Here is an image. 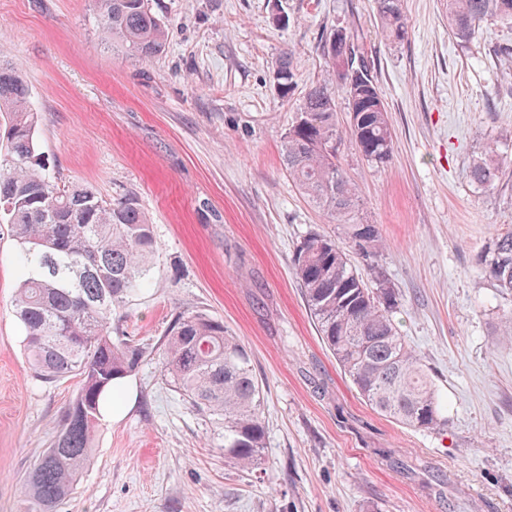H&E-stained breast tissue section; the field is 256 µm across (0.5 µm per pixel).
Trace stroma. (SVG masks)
Here are the masks:
<instances>
[{
    "mask_svg": "<svg viewBox=\"0 0 512 512\" xmlns=\"http://www.w3.org/2000/svg\"><path fill=\"white\" fill-rule=\"evenodd\" d=\"M165 49L138 62L102 41L95 0H0V55L21 63L53 178L147 213L158 280L125 306V335L151 346L104 401L92 457L56 512H512V310L479 257L512 227V177L486 193L466 177L488 141L512 154V25L470 42L448 33V0H402L389 41L374 0H151ZM337 29L358 37L388 109L393 154L340 157L378 225L399 289L393 318L428 369L448 424L418 431L376 413L326 350L292 264L336 223L283 169L281 140L329 65ZM297 63L281 96L272 66ZM20 246L0 223V512H26L23 480L79 389L48 384L24 354L14 296ZM201 310L251 354L264 390L263 462L224 460V431L183 400L156 348L171 318ZM124 400V399H123Z\"/></svg>",
    "mask_w": 512,
    "mask_h": 512,
    "instance_id": "stroma-1",
    "label": "stroma"
}]
</instances>
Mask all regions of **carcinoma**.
Segmentation results:
<instances>
[{
  "label": "carcinoma",
  "instance_id": "1",
  "mask_svg": "<svg viewBox=\"0 0 512 512\" xmlns=\"http://www.w3.org/2000/svg\"><path fill=\"white\" fill-rule=\"evenodd\" d=\"M96 4L104 38L119 40L145 63L162 52L166 30L149 0ZM375 4L388 36L403 40L401 0ZM490 20L512 21V0H448V32L456 40L470 41ZM325 49L331 69L305 93L281 155L288 177L341 225L344 241L309 233L295 250L293 269L323 344L358 395L404 427L439 430L446 420L430 374L393 320L399 290L380 265L364 275L353 261L355 254L379 256L385 242L378 225L356 220L360 194L339 159L342 135L348 133L365 160L388 163L393 139L387 108L354 33L335 30ZM344 61L359 73V82L347 95L343 125L335 93ZM295 68L288 52L275 61L285 96ZM38 124L22 66L0 58V223L11 225L21 246L15 311L25 353L45 381L73 376L81 382L50 447L24 479L28 512H55L90 460L102 400L145 357L146 348L112 328V319L144 286L156 241L136 198L107 202L91 186L52 180L36 139ZM511 172L512 155L492 141L469 163L466 177L491 191ZM480 263L494 287L512 293V228L492 237ZM162 355L182 397L224 421V460L261 465L263 385L249 351L224 321L196 310L176 314Z\"/></svg>",
  "mask_w": 512,
  "mask_h": 512
}]
</instances>
